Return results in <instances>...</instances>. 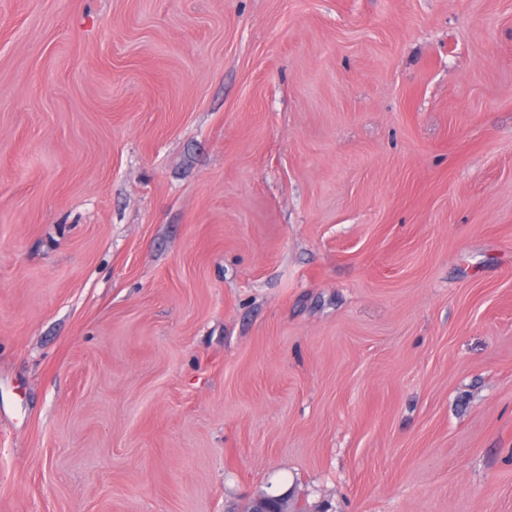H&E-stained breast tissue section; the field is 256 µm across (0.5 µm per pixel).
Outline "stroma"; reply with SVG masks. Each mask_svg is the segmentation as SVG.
I'll return each instance as SVG.
<instances>
[{
	"label": "stroma",
	"mask_w": 512,
	"mask_h": 512,
	"mask_svg": "<svg viewBox=\"0 0 512 512\" xmlns=\"http://www.w3.org/2000/svg\"><path fill=\"white\" fill-rule=\"evenodd\" d=\"M512 512V0H0V512ZM266 493V491H260L252 502L251 507H247L251 512H282V503L288 499L290 492L285 491L282 493L272 492ZM262 495V496H261ZM281 504V507L279 505Z\"/></svg>",
	"instance_id": "35a3bbf8"
}]
</instances>
